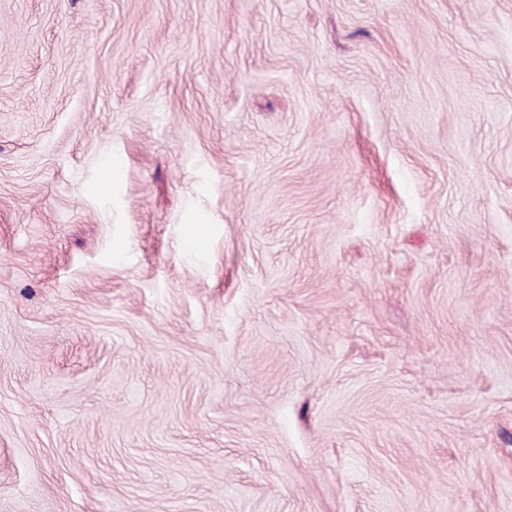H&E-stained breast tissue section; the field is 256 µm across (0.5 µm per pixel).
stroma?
I'll list each match as a JSON object with an SVG mask.
<instances>
[{"mask_svg": "<svg viewBox=\"0 0 512 512\" xmlns=\"http://www.w3.org/2000/svg\"><path fill=\"white\" fill-rule=\"evenodd\" d=\"M0 512H512V0H0Z\"/></svg>", "mask_w": 512, "mask_h": 512, "instance_id": "1", "label": "stroma"}]
</instances>
